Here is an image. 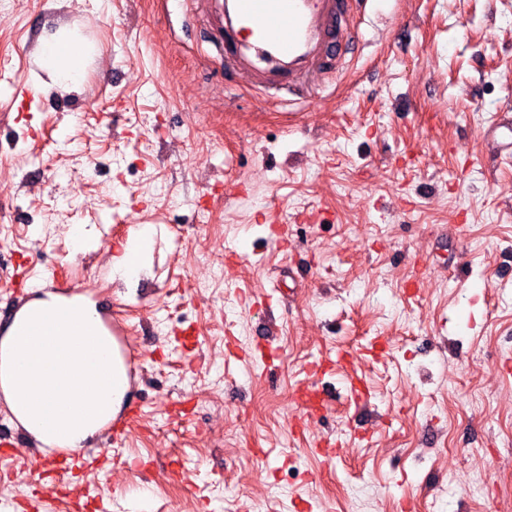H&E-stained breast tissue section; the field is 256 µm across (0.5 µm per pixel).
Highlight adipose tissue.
I'll use <instances>...</instances> for the list:
<instances>
[{"label": "adipose tissue", "instance_id": "adipose-tissue-1", "mask_svg": "<svg viewBox=\"0 0 512 512\" xmlns=\"http://www.w3.org/2000/svg\"><path fill=\"white\" fill-rule=\"evenodd\" d=\"M74 33L59 28L43 40L39 67L56 82L79 86L88 56L73 48ZM153 229L131 230L112 247V275L131 281L146 266ZM130 377L121 346L97 303L48 288L33 297L0 332V396L40 448L74 451L122 410Z\"/></svg>", "mask_w": 512, "mask_h": 512}]
</instances>
